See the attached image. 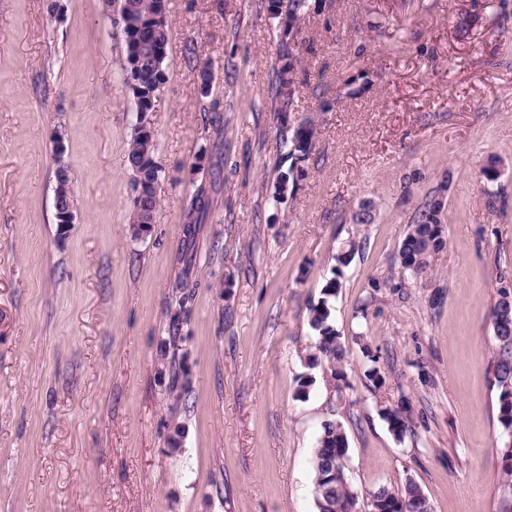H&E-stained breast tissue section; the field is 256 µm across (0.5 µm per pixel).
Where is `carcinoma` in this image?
Listing matches in <instances>:
<instances>
[{
	"label": "carcinoma",
	"mask_w": 512,
	"mask_h": 512,
	"mask_svg": "<svg viewBox=\"0 0 512 512\" xmlns=\"http://www.w3.org/2000/svg\"><path fill=\"white\" fill-rule=\"evenodd\" d=\"M120 2L121 31L126 43L123 70L132 74L136 81V84L129 85V89L137 104L149 109L166 83L163 63L169 43L168 18H153L155 0ZM308 8V0H269L268 4L269 13L275 18L282 15L303 16ZM289 73L288 64L285 63L274 72L271 82L272 100L280 112L288 111ZM303 123L306 128L302 134L286 127L281 131L282 142L287 148L286 158L294 163L310 159L314 149V121L306 118ZM154 148V137L134 131L128 150L129 165L134 173L132 184H160L159 170L152 161ZM159 201L160 195L157 194L141 211L138 205H133L131 223L149 222L150 211ZM206 208L205 190L200 187L192 195L189 218L197 219V214ZM442 208L441 201L431 200L423 205L408 225L399 250V277H417L426 272L430 259L444 247V225L440 218ZM360 248V243L353 239L340 247L334 256L335 278L328 282L323 296L309 309L308 323L315 333V343L313 352L305 357L307 371L296 377L297 392L300 394L307 393L313 385L315 378L311 371L318 367L329 369L333 380H344L341 364L345 359V350L333 325L332 299L336 297L339 288L338 277L342 275V268L350 263ZM501 309L502 300L499 299L492 312L495 349L491 368L493 386L497 392L498 422L505 434L499 448L501 470L506 476L503 493L512 495V447L509 446L512 441V321L502 318ZM383 417L398 438H403L410 431L405 399H400L393 407L385 408ZM347 454L348 441L343 425L336 421L324 422L312 458L313 495L317 512H357L360 494L348 476L347 467L342 463ZM367 507L368 512H432L422 489L411 479L406 480L401 487L382 486L370 493Z\"/></svg>",
	"instance_id": "1"
}]
</instances>
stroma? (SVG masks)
<instances>
[{
    "mask_svg": "<svg viewBox=\"0 0 512 512\" xmlns=\"http://www.w3.org/2000/svg\"><path fill=\"white\" fill-rule=\"evenodd\" d=\"M167 13L150 114L161 202L137 239L118 27L101 0H0V512H317L327 420L345 428L361 493L410 478L432 512H512L490 371L492 309L512 286V0H309L294 110L317 133L294 173L266 0ZM433 199L446 244L398 279L407 226ZM365 200L374 221L354 224ZM352 237L364 247L333 301L345 380L315 369L301 396L308 309ZM402 397L400 439L382 411Z\"/></svg>",
    "mask_w": 512,
    "mask_h": 512,
    "instance_id": "stroma-1",
    "label": "stroma"
}]
</instances>
